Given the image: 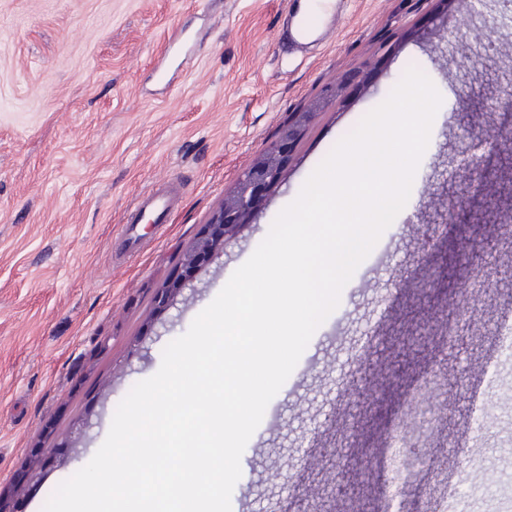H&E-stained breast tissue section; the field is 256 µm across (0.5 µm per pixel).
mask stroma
<instances>
[{
	"instance_id": "35a3bbf8",
	"label": "stroma",
	"mask_w": 512,
	"mask_h": 512,
	"mask_svg": "<svg viewBox=\"0 0 512 512\" xmlns=\"http://www.w3.org/2000/svg\"><path fill=\"white\" fill-rule=\"evenodd\" d=\"M287 0H0V512H43L57 486L105 440L119 402L154 375L268 234L278 214L347 133L412 68L442 97L409 199L357 267L268 404L241 457L232 512H303L337 474L333 450L368 457L355 512H434L456 494L460 512H512V238L495 236L512 209V155L499 132L512 114L482 110L512 76V0H340L322 44L284 53ZM264 209L167 308L155 294L178 248L224 201L238 174L295 112L335 84ZM484 157L473 183L461 160ZM180 193L162 228L117 257L122 226L164 182ZM457 223L426 246L448 197ZM494 234L498 268L479 259ZM472 322L459 339L434 330L419 294L430 270ZM382 360L391 388L359 402L353 386ZM435 430L408 433L411 402ZM420 442L413 466L401 449ZM493 481H485V474Z\"/></svg>"
}]
</instances>
